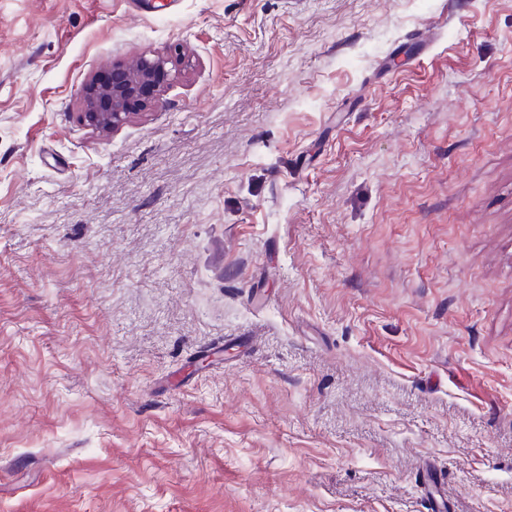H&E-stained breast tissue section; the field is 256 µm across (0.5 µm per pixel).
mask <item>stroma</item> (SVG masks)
Here are the masks:
<instances>
[{
  "label": "stroma",
  "mask_w": 512,
  "mask_h": 512,
  "mask_svg": "<svg viewBox=\"0 0 512 512\" xmlns=\"http://www.w3.org/2000/svg\"><path fill=\"white\" fill-rule=\"evenodd\" d=\"M0 512H512V0H0ZM172 58L171 52L170 55H144L133 67L113 63L112 82L95 78L82 86L80 99L84 112H80V121L101 133L122 126L132 114L154 102L163 88L174 80L176 69H172Z\"/></svg>",
  "instance_id": "stroma-1"
}]
</instances>
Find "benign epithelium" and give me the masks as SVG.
Listing matches in <instances>:
<instances>
[{
	"instance_id": "1",
	"label": "benign epithelium",
	"mask_w": 512,
	"mask_h": 512,
	"mask_svg": "<svg viewBox=\"0 0 512 512\" xmlns=\"http://www.w3.org/2000/svg\"><path fill=\"white\" fill-rule=\"evenodd\" d=\"M171 63L173 55L157 54L141 57L133 67L112 64V81L95 78L82 86L80 121L101 133L119 128L132 114L154 102L174 80Z\"/></svg>"
}]
</instances>
